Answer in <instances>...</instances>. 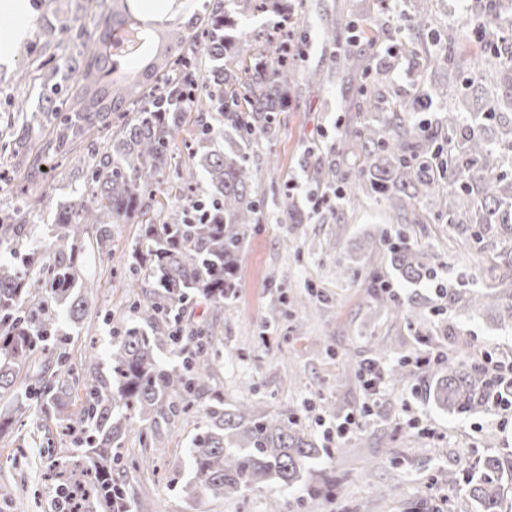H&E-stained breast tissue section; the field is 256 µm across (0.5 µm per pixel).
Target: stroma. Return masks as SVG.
I'll list each match as a JSON object with an SVG mask.
<instances>
[{
    "mask_svg": "<svg viewBox=\"0 0 512 512\" xmlns=\"http://www.w3.org/2000/svg\"><path fill=\"white\" fill-rule=\"evenodd\" d=\"M299 18L296 40L303 73L327 70L339 46L370 33L375 53L360 71L323 85L308 81L289 111L279 113L271 134L257 136L250 158L264 201V216L244 243L235 297L213 310L194 304L190 318L216 337L224 361L213 389L232 409L253 404L270 414H298L300 424L326 453L310 469L306 488L287 492L290 512H441V476L459 477L455 498H465L466 472L480 457L499 456L512 464V411L491 410L451 415L435 404L422 379L403 385L383 383L369 394L353 366L374 358V345L388 350L387 365L414 356L435 357L472 345L486 360H512V327L492 310H458L439 299L433 283L401 279L383 253L368 249L370 238L401 235L438 258V276L465 287L475 280L477 257L494 256L492 240L472 245L453 241L432 205L420 207V223L397 216L382 198L364 192L350 208L337 203L315 208L318 185L313 171L326 159L342 133L388 119L398 100L409 101L425 89L440 87L432 105L440 120L462 98V77L435 67L429 51L433 38L462 17L458 0H389L380 14L379 0H292ZM53 0H0V141L10 142L22 91L15 74L21 60L12 45L26 41L54 65L73 45L66 34H41V16H52ZM426 13L429 26L417 29ZM335 24L336 37L324 36ZM388 84L375 109L365 106L377 71ZM46 183L35 205L49 211L81 187L80 172L43 165ZM300 209L303 223H290L288 206ZM137 224L112 228V256L95 266L97 287L89 293L90 312L69 342L73 358L92 348L108 355L112 330L105 314L132 319L142 299L140 284L125 265L137 241ZM348 268L340 279L337 268ZM380 276L396 301L419 304L408 316L391 313L378 302L373 276ZM207 397L193 411L176 413L160 424L162 447H151L131 425L121 441V468L127 476L132 512H266L274 493L259 485L244 496L214 499L186 495L190 478L186 449L204 423ZM353 414L359 425L336 435L337 417ZM66 455L58 433L36 426V411L23 410L13 435L0 438V512H54V495L43 478ZM335 495H328V486Z\"/></svg>",
    "mask_w": 512,
    "mask_h": 512,
    "instance_id": "obj_1",
    "label": "stroma"
}]
</instances>
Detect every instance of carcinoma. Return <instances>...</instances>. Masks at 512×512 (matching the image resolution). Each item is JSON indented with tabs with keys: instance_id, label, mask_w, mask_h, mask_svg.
Listing matches in <instances>:
<instances>
[{
	"instance_id": "cac0c4a2",
	"label": "carcinoma",
	"mask_w": 512,
	"mask_h": 512,
	"mask_svg": "<svg viewBox=\"0 0 512 512\" xmlns=\"http://www.w3.org/2000/svg\"><path fill=\"white\" fill-rule=\"evenodd\" d=\"M99 11V35L84 28L48 23L73 33L74 54L51 68L20 49L26 67L17 80L28 81L36 103L19 106L12 157L29 162L27 180L35 184L41 158L57 165L86 167L83 187L48 213L50 229L41 240L27 227L32 204L18 197L10 221L0 220V238L19 244L17 264L0 263V392L15 394L14 412L0 409V437L13 432L19 408L40 407L41 427L54 426L79 455L49 468L58 507L64 512H131L126 482L116 469L118 449L131 414L152 428L176 411L188 412L209 385L223 357L215 337L200 326L182 327L188 303L201 300L215 308L235 295L241 249L263 217L262 200L248 151L252 138L273 129L274 114L298 96L297 60L288 56V37L254 34L250 55L240 38L243 13H288L283 0H203V12L187 15L166 33L167 51L153 62L154 45L138 27L140 14L125 0H85ZM466 38L448 28V55L438 61L476 84L486 75L512 67L502 37L485 35L484 48L470 56L457 51ZM359 54L340 49L333 68L312 72L324 84L348 73ZM512 86L486 100L479 112L494 116L509 106ZM399 104L380 127L344 136L339 150H359L365 164L348 185L366 187L389 208L405 214L425 202L440 201L438 219L467 243L496 237L512 259V140L491 147L477 124L448 112V136L438 140L430 122L404 119L416 108ZM239 134L221 146L224 130ZM101 130L111 141L100 149L91 140ZM192 141L188 161L170 168L179 133ZM42 139L37 153L33 136ZM138 220L140 235L128 267L145 272L146 299L133 307L135 319L112 327L115 340L109 372L100 359L84 355L69 364L68 342L60 335L86 317L91 287L90 261L112 256V225ZM368 248L385 252L401 278L431 280L435 259L406 240L384 236ZM37 269L49 280L50 294L37 296L28 273ZM494 285L457 288L448 284V307L491 308L512 326V274L488 267ZM168 346L182 358L172 367L159 357ZM429 393L450 414L494 409L492 393L512 397V382H500L488 363L463 347L422 366ZM396 385L412 377L409 361L392 367ZM86 401L75 407L74 393ZM205 423L192 439L190 487L213 497L242 496L253 487L303 485L319 448L299 426L295 414L271 416L246 403L224 408L214 397L203 410ZM502 461L485 457L469 482L475 512H501Z\"/></svg>"
}]
</instances>
